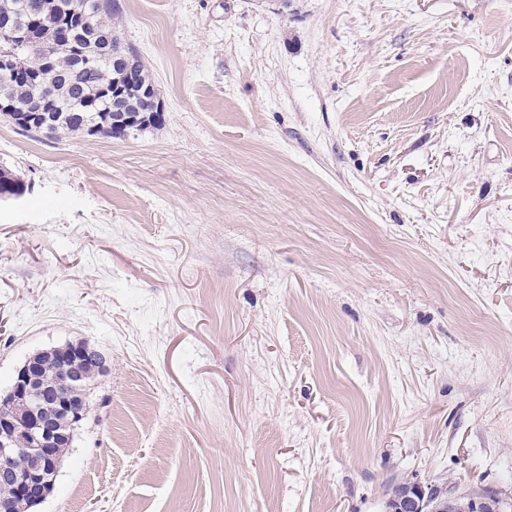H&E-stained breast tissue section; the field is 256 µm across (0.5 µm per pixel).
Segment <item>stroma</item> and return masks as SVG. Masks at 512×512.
Wrapping results in <instances>:
<instances>
[{"label": "stroma", "instance_id": "35a3bbf8", "mask_svg": "<svg viewBox=\"0 0 512 512\" xmlns=\"http://www.w3.org/2000/svg\"><path fill=\"white\" fill-rule=\"evenodd\" d=\"M164 123L0 120V392L109 369L35 512L512 500V0H116ZM27 185L11 171L0 169V198L2 197H23L29 191ZM16 198H1L2 201L14 200ZM437 485L411 474L389 486L386 512H506L496 493H470L463 496L453 487L435 492ZM429 506H432L428 509Z\"/></svg>", "mask_w": 512, "mask_h": 512}]
</instances>
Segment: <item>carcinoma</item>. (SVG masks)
<instances>
[{
    "mask_svg": "<svg viewBox=\"0 0 512 512\" xmlns=\"http://www.w3.org/2000/svg\"><path fill=\"white\" fill-rule=\"evenodd\" d=\"M80 13L74 0H0V23L6 19L31 32L28 43L12 48L14 64L11 77L0 79V97L17 99L47 112L51 127L44 131L12 121L10 114L0 116L25 134L57 139L63 134L119 138L121 128L112 126V110L124 108L138 118L137 130L156 127L163 116L151 112V103L138 100L132 104L112 99V83L131 86L153 84L144 64L127 71L115 64L116 55L132 56L112 18L118 8L115 0H87ZM92 61L80 71L71 69L79 55ZM27 185L12 172L0 169V197H22Z\"/></svg>",
    "mask_w": 512,
    "mask_h": 512,
    "instance_id": "carcinoma-1",
    "label": "carcinoma"
}]
</instances>
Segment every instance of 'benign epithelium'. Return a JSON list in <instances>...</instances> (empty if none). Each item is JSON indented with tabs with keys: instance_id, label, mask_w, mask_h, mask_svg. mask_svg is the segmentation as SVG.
I'll list each match as a JSON object with an SVG mask.
<instances>
[{
	"instance_id": "obj_1",
	"label": "benign epithelium",
	"mask_w": 512,
	"mask_h": 512,
	"mask_svg": "<svg viewBox=\"0 0 512 512\" xmlns=\"http://www.w3.org/2000/svg\"><path fill=\"white\" fill-rule=\"evenodd\" d=\"M89 349L86 343L59 349L58 375L49 385L38 383L34 366L26 363L9 390L0 394V479L32 506L54 486L63 440L56 427L59 417L76 422L84 411L78 389L86 381L78 364ZM435 489L416 474L394 482L388 489L386 512H506L502 498L492 492L463 497L452 487L438 493Z\"/></svg>"
}]
</instances>
